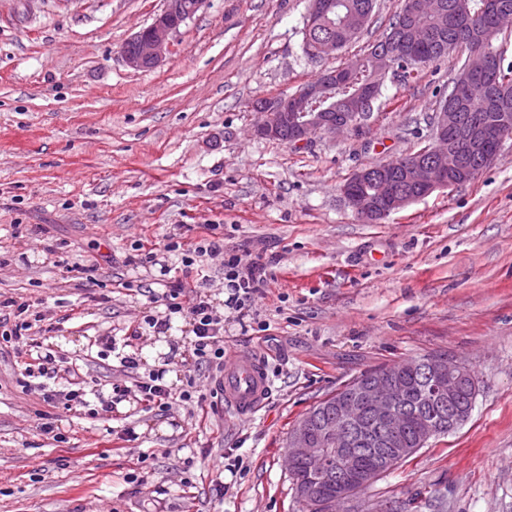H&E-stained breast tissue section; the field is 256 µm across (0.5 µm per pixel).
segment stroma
Segmentation results:
<instances>
[{
	"label": "stroma",
	"instance_id": "35a3bbf8",
	"mask_svg": "<svg viewBox=\"0 0 512 512\" xmlns=\"http://www.w3.org/2000/svg\"><path fill=\"white\" fill-rule=\"evenodd\" d=\"M166 0H0V296L42 316L40 353L97 383L109 411L44 402L0 356V512H300L285 448L293 425L364 371L428 354L467 364L469 418L336 512H512V140L474 180L362 222L340 188L355 172L430 142L461 52L386 75L366 124L294 146L256 136L255 100L292 94L362 53L402 0H376L360 39L322 60L302 51L309 0H208L155 69L124 44ZM46 225L43 233L33 232ZM217 227L228 249L272 261L253 308L264 332L226 320L230 353L267 363L250 419L173 401L148 409L119 357L174 390L216 384L190 355L191 326L143 321L160 302L121 288L180 275L166 237ZM159 265L122 263L135 245ZM82 257L93 276L63 278ZM113 337L118 351L102 355ZM128 386L120 402L113 384ZM55 433L41 434L39 414ZM224 495H217V483Z\"/></svg>",
	"mask_w": 512,
	"mask_h": 512
}]
</instances>
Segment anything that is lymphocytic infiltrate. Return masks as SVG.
<instances>
[{"mask_svg": "<svg viewBox=\"0 0 512 512\" xmlns=\"http://www.w3.org/2000/svg\"><path fill=\"white\" fill-rule=\"evenodd\" d=\"M166 251L181 255L184 276L164 279L162 297L168 313L187 317L192 325L191 355L198 365L216 370L224 368V318L218 314L207 297L202 294L188 296L191 283L187 278L198 259L222 257L224 279L231 294L225 305L238 315H245L261 297L272 274L267 263L246 259L245 255L224 247V240L210 233L196 242L169 241ZM30 305L14 299L0 300V341L9 343L15 351L36 347L37 342L30 330Z\"/></svg>", "mask_w": 512, "mask_h": 512, "instance_id": "lymphocytic-infiltrate-1", "label": "lymphocytic infiltrate"}]
</instances>
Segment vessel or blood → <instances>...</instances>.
Segmentation results:
<instances>
[{
    "label": "vessel or blood",
    "mask_w": 512,
    "mask_h": 512,
    "mask_svg": "<svg viewBox=\"0 0 512 512\" xmlns=\"http://www.w3.org/2000/svg\"><path fill=\"white\" fill-rule=\"evenodd\" d=\"M224 406L241 418L262 406L269 390L265 365L255 354H232L224 359Z\"/></svg>",
    "instance_id": "1"
}]
</instances>
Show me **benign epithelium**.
Segmentation results:
<instances>
[{
  "mask_svg": "<svg viewBox=\"0 0 512 512\" xmlns=\"http://www.w3.org/2000/svg\"><path fill=\"white\" fill-rule=\"evenodd\" d=\"M207 0H167L166 9L147 27L140 29L130 39L133 49L123 50L126 64L138 71L156 68L165 55L172 51L173 37L188 19L200 11ZM498 55L495 44L489 38L478 39L469 52L467 62L460 74L463 90L472 98L486 104L507 90L493 82V63ZM327 101L323 87L311 85L294 94H281L272 102L254 104V110L262 114L263 121L255 128L257 136L278 140L283 130H288L289 142L302 145L311 135L319 132L336 134L358 129L368 113L361 110L342 112L336 116V104L312 112L304 111L309 103ZM486 136L502 146L512 140V122L491 127ZM469 139L459 130L457 113L436 112L431 133V144L422 153H409L382 163L376 168H365L354 173L342 185L341 193L356 215L366 223H378L408 204L439 188L453 186L450 175L459 173L458 153L454 140ZM402 174L409 188L402 190L388 185L378 199L362 196L356 185L370 179H379L388 173ZM425 368L428 393L441 402L451 401L459 389L469 384L477 388L474 372L469 366L450 361L444 357L428 356L421 361ZM401 367H381L366 377L351 382L350 390L336 399L333 416L314 427L311 419L297 422L288 437L287 456L294 461H303L320 475L321 482L333 488V497L322 499L309 484L295 486L297 498L312 505L314 512H332L336 504L351 499L354 493L371 484L377 472L362 470L353 476L334 472L327 466L328 454L338 456L349 454L360 444H371L373 439L364 436L369 426L363 424L362 416L368 415L370 422L389 432V443L396 448L395 456L404 458L413 453L408 443L402 440L404 417L399 410L398 391ZM444 426L434 418L422 422L417 437L418 445H427Z\"/></svg>",
  "mask_w": 512,
  "mask_h": 512,
  "instance_id": "obj_1",
  "label": "benign epithelium"
}]
</instances>
